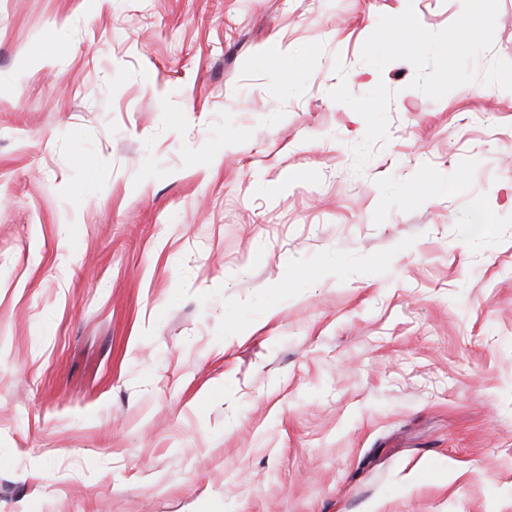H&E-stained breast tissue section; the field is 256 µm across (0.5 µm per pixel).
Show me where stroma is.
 Here are the masks:
<instances>
[{"label": "stroma", "instance_id": "35a3bbf8", "mask_svg": "<svg viewBox=\"0 0 512 512\" xmlns=\"http://www.w3.org/2000/svg\"><path fill=\"white\" fill-rule=\"evenodd\" d=\"M0 512H512V0H0Z\"/></svg>", "mask_w": 512, "mask_h": 512}]
</instances>
